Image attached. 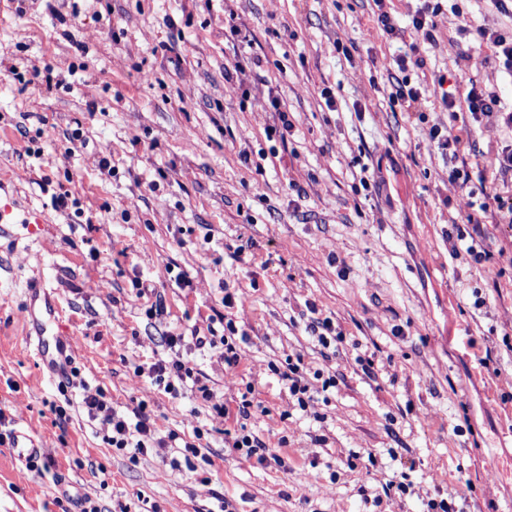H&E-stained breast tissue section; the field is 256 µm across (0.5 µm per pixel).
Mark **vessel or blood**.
Returning a JSON list of instances; mask_svg holds the SVG:
<instances>
[{
    "mask_svg": "<svg viewBox=\"0 0 512 512\" xmlns=\"http://www.w3.org/2000/svg\"><path fill=\"white\" fill-rule=\"evenodd\" d=\"M56 306L41 277L27 283V299L20 312L27 335L36 347L43 370L54 380H65L70 372L72 352L78 342L74 335H52L48 325L54 318ZM13 458L18 462L17 478H25L30 464L40 461L44 450L36 439L23 429H12L6 441Z\"/></svg>",
    "mask_w": 512,
    "mask_h": 512,
    "instance_id": "vessel-or-blood-1",
    "label": "vessel or blood"
}]
</instances>
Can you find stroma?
<instances>
[{
  "label": "stroma",
  "instance_id": "35a3bbf8",
  "mask_svg": "<svg viewBox=\"0 0 512 512\" xmlns=\"http://www.w3.org/2000/svg\"><path fill=\"white\" fill-rule=\"evenodd\" d=\"M418 6L385 0L389 35L375 0H0V180L17 220L0 240V413L51 461L21 483L0 446V512H76L83 497L100 512H427L442 494L454 512H512V213L468 208L428 135L469 127L461 160L500 184L512 131L449 116L441 98L475 83L512 111V74L475 34L512 16L442 0L418 42L422 105L405 112L389 64ZM228 7L250 44L225 30ZM244 57L261 64L234 73ZM471 218L497 279L465 258ZM38 275L53 330L80 338L65 393L16 318ZM219 315L241 335L233 369L192 337ZM325 318L342 334L327 349L309 329ZM291 356L315 392L304 409L279 375ZM159 359L193 368L179 396L135 376ZM100 391L127 417L147 405L174 440L137 457L110 447L83 406ZM241 424L276 459L228 447Z\"/></svg>",
  "mask_w": 512,
  "mask_h": 512
}]
</instances>
